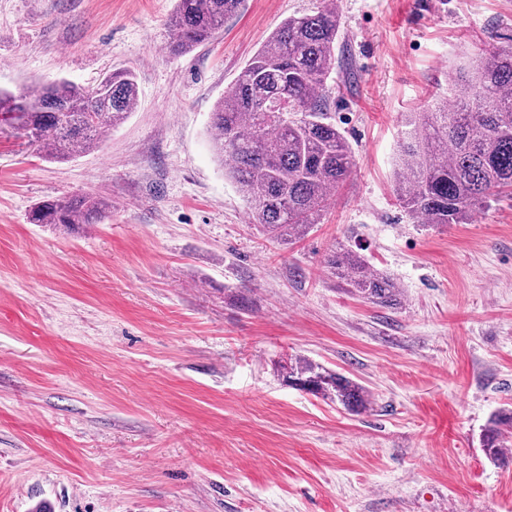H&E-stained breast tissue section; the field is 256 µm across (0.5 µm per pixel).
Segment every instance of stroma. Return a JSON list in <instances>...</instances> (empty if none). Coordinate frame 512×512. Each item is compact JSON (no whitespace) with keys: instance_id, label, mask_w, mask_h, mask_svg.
I'll return each mask as SVG.
<instances>
[{"instance_id":"obj_1","label":"stroma","mask_w":512,"mask_h":512,"mask_svg":"<svg viewBox=\"0 0 512 512\" xmlns=\"http://www.w3.org/2000/svg\"><path fill=\"white\" fill-rule=\"evenodd\" d=\"M244 0L173 57L175 0H0V89L132 70L138 105L62 162L0 131V512H512V463L480 434L512 406V196L469 223H413L396 194L408 113L466 55L512 42V0H339L332 113L357 165L319 224L268 241L215 158L209 116L291 15ZM93 191L110 217L27 221ZM365 257L401 292L352 294ZM303 357L369 411L289 386ZM325 264L336 278L360 298L383 307L397 305L399 290L393 280L372 272L364 257L349 250H334L327 254Z\"/></svg>"}]
</instances>
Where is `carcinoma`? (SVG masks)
Wrapping results in <instances>:
<instances>
[{
  "label": "carcinoma",
  "mask_w": 512,
  "mask_h": 512,
  "mask_svg": "<svg viewBox=\"0 0 512 512\" xmlns=\"http://www.w3.org/2000/svg\"><path fill=\"white\" fill-rule=\"evenodd\" d=\"M243 0H176L166 49L184 55L208 42ZM341 34L337 0L290 16L224 91L211 112V147L246 201L251 222L270 239L286 242L320 223L332 190L356 166L345 136L329 116ZM453 106L442 100L412 113L397 153V200L418 224H465L487 200L512 194V47H493L451 72ZM138 103L135 76L115 71L92 87L67 80L18 92L0 90V120L28 134L26 143L53 160L72 159L98 146ZM112 205L95 192L35 204L30 224L73 228L96 224ZM325 264L360 298L397 305L393 280L371 271L349 250ZM288 383L360 413L371 395L359 383L308 359L288 364ZM486 457L512 458V409L484 427Z\"/></svg>",
  "instance_id": "1"
}]
</instances>
